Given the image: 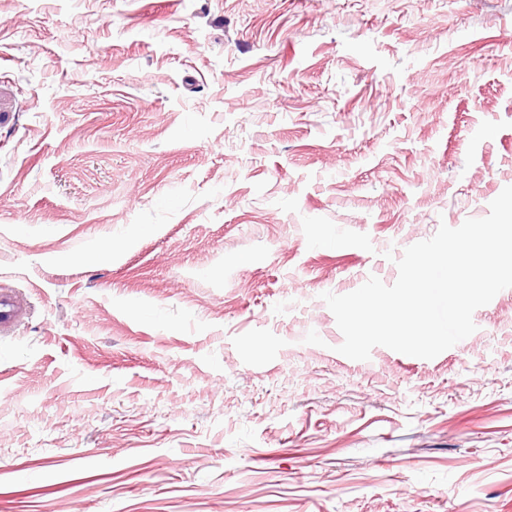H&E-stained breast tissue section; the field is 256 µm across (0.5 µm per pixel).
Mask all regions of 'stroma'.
<instances>
[{"label":"stroma","instance_id":"obj_1","mask_svg":"<svg viewBox=\"0 0 512 512\" xmlns=\"http://www.w3.org/2000/svg\"><path fill=\"white\" fill-rule=\"evenodd\" d=\"M509 185L512 0H0V512H512V288L322 299ZM22 311V303L11 292H0V330H8L18 319Z\"/></svg>","mask_w":512,"mask_h":512}]
</instances>
